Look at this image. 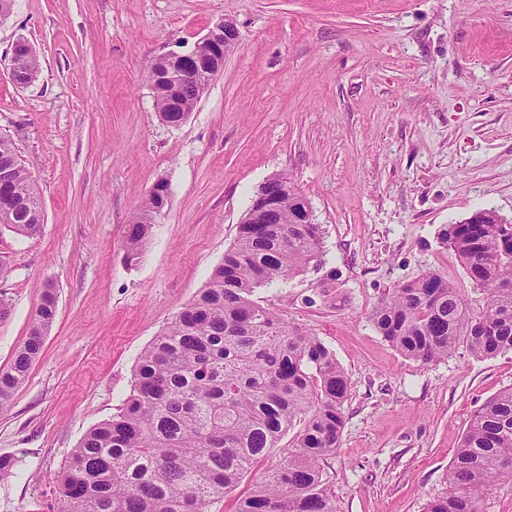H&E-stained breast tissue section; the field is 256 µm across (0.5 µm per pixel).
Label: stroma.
<instances>
[{"label":"stroma","mask_w":512,"mask_h":512,"mask_svg":"<svg viewBox=\"0 0 512 512\" xmlns=\"http://www.w3.org/2000/svg\"><path fill=\"white\" fill-rule=\"evenodd\" d=\"M240 39L187 121L158 117L148 65L216 22ZM20 38L41 68L10 72ZM42 199L39 234L0 232V367L46 286L57 313L0 411V512H56L54 480L112 417L144 347L232 244L258 187L291 179L324 229L321 263L257 295L345 369L342 443L322 463L338 512H425L474 411L512 386V352L423 364L370 315L428 271L482 307L444 232L512 219V0H13L0 21V134ZM166 214L136 264L126 227L158 180Z\"/></svg>","instance_id":"35a3bbf8"}]
</instances>
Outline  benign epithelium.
Wrapping results in <instances>:
<instances>
[{"mask_svg":"<svg viewBox=\"0 0 512 512\" xmlns=\"http://www.w3.org/2000/svg\"><path fill=\"white\" fill-rule=\"evenodd\" d=\"M239 38L240 33L236 24L221 20L210 28L190 51L166 54L168 69L162 74L149 75L153 94H164L169 99L177 101L183 88L193 85L198 95H203L208 87L207 78L216 76L224 69V59L236 47ZM27 60L28 54L25 52L18 51L11 55L12 79L20 87L28 85L33 80ZM269 183L271 180H266V186L258 189L252 200V203L259 204V209H248L241 223H279V195L267 187Z\"/></svg>","mask_w":512,"mask_h":512,"instance_id":"obj_1","label":"benign epithelium"}]
</instances>
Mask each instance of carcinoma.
Wrapping results in <instances>:
<instances>
[{"label": "carcinoma", "instance_id": "1", "mask_svg": "<svg viewBox=\"0 0 512 512\" xmlns=\"http://www.w3.org/2000/svg\"><path fill=\"white\" fill-rule=\"evenodd\" d=\"M12 189L0 227L37 234L42 204L13 142L0 136V171ZM149 192L127 224L125 259L137 262L161 215ZM293 184L280 192L279 223L240 224L206 285L141 352L130 394L91 427L59 472L57 512H209L254 465L280 448L283 458L239 498L236 512H337L322 479L336 453L349 379L312 333L255 298L319 260L320 224H299ZM474 285L489 291L480 312L447 278L428 271L373 309L379 333L405 356L429 363L459 346L477 357L512 352V223L481 211L444 233ZM56 317L44 291L29 334L0 369V410L11 404ZM512 477V387L473 414L448 467V490L426 512H481L493 483Z\"/></svg>", "mask_w": 512, "mask_h": 512}]
</instances>
